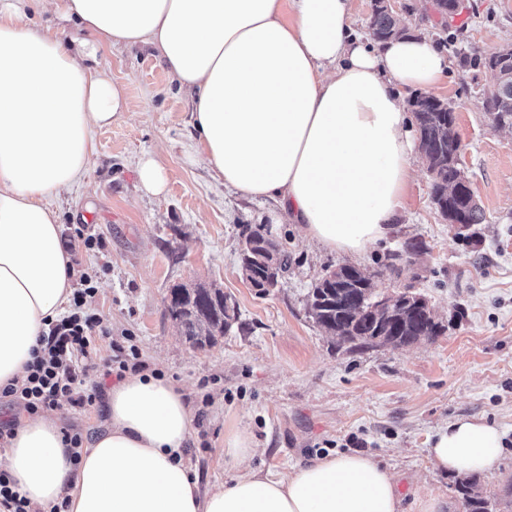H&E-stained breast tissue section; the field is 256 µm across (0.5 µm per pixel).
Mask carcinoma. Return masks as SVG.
Here are the masks:
<instances>
[{"label": "carcinoma", "instance_id": "carcinoma-1", "mask_svg": "<svg viewBox=\"0 0 512 512\" xmlns=\"http://www.w3.org/2000/svg\"><path fill=\"white\" fill-rule=\"evenodd\" d=\"M369 29L377 43L400 33L395 16L378 8L373 10ZM412 106L420 153L431 176L433 202L440 208L461 207L466 224L481 223L482 211L470 187L461 186L460 195L448 199V188L461 181V170L456 159L459 141L449 119L451 107L428 95L415 97ZM485 108L492 113L496 124L507 122L512 125V66L507 69L506 75L497 79L496 88L486 100ZM246 242L254 244V253L260 258L272 261L274 276L287 270L288 254L281 251L274 240L264 239L262 225L249 231ZM241 270L257 294H267V290L262 288L265 277L262 263L256 259L249 260L241 266ZM170 293L172 300L167 306L168 318L185 343L194 349L215 345L237 319L235 303L229 301V296L221 288L199 284L195 288H173ZM361 300L362 293L356 288L347 291L341 299H336L335 286L323 278L311 288L307 307L315 323L337 344L362 351L374 347L373 338L377 335L379 323L369 313H362L355 320L346 316L345 310ZM442 332V326L426 308L394 320L387 328L390 336H424L428 339ZM457 489L465 512H492L491 503L482 496L473 480L465 478L459 481Z\"/></svg>", "mask_w": 512, "mask_h": 512}]
</instances>
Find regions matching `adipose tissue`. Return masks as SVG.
Returning a JSON list of instances; mask_svg holds the SVG:
<instances>
[{"instance_id":"ef3b65f1","label":"adipose tissue","mask_w":512,"mask_h":512,"mask_svg":"<svg viewBox=\"0 0 512 512\" xmlns=\"http://www.w3.org/2000/svg\"><path fill=\"white\" fill-rule=\"evenodd\" d=\"M51 7L58 27L29 10ZM152 46L191 91L199 156L249 200H275L331 251L360 253L394 229L421 154L407 96L450 61L426 34L372 45L352 0H0V385L23 376L48 320L73 293L72 253L45 204L88 168L93 132L123 117V85L88 66L89 42ZM102 431L72 462L53 416H19L0 469L34 507L68 512H405L398 480L342 453L272 475L250 434L224 441L231 483L201 490L184 462L194 435L185 392L144 371L106 394ZM502 431L457 417L428 455L445 473L493 470Z\"/></svg>"}]
</instances>
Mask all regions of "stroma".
<instances>
[{
  "label": "stroma",
  "instance_id": "1",
  "mask_svg": "<svg viewBox=\"0 0 512 512\" xmlns=\"http://www.w3.org/2000/svg\"><path fill=\"white\" fill-rule=\"evenodd\" d=\"M415 30L449 55L450 70L432 94L457 115L460 167L484 213L482 223L448 224L419 167L392 234L359 255L332 252L305 239L297 225L274 224L276 204L252 202L225 188L199 160L193 102L150 48H97L91 63L125 86L131 113L93 133L87 171L61 195L65 245H76V274L95 282L90 311L110 341L132 337L147 367L184 389L197 413L186 456L202 487L224 483V437L238 429L259 447L254 468L280 474L290 466L350 451V438L400 476L406 512L416 498H447L464 512L456 477L435 468L427 450L441 425L477 417L506 432L503 457L476 481L493 512H512V131L482 107L494 88L479 60L512 47V0H463L448 26L421 0H403ZM165 170L159 195L140 186L141 159ZM266 225L290 257L279 288L261 297L244 280L240 249L248 226ZM102 249H88V237ZM423 249L409 253L410 245ZM399 260H392V253ZM368 270L377 292L410 287L443 326L433 341L352 352L310 317L307 296L327 271ZM213 283L236 302L240 328L197 350L166 315L177 284Z\"/></svg>",
  "mask_w": 512,
  "mask_h": 512
}]
</instances>
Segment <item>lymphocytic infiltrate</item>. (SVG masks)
Listing matches in <instances>:
<instances>
[{
    "mask_svg": "<svg viewBox=\"0 0 512 512\" xmlns=\"http://www.w3.org/2000/svg\"><path fill=\"white\" fill-rule=\"evenodd\" d=\"M94 281V276L81 275L70 312L48 322L31 351L25 378L0 386V402L21 405L35 414L67 405L83 409L99 399V390L86 386L79 366L90 356L92 333L102 324L98 314L85 309L95 292Z\"/></svg>",
    "mask_w": 512,
    "mask_h": 512,
    "instance_id": "obj_1",
    "label": "lymphocytic infiltrate"
}]
</instances>
